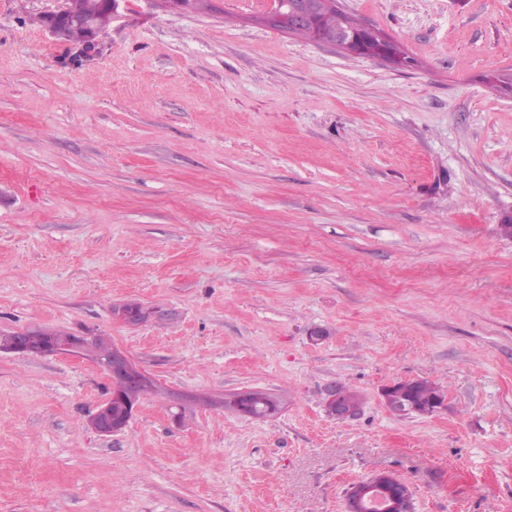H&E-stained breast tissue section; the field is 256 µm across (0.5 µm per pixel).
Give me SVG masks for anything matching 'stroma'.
Segmentation results:
<instances>
[{"label":"stroma","instance_id":"35a3bbf8","mask_svg":"<svg viewBox=\"0 0 512 512\" xmlns=\"http://www.w3.org/2000/svg\"><path fill=\"white\" fill-rule=\"evenodd\" d=\"M339 4L413 66L251 23L269 0H130L74 67L59 0H0V331L160 384L102 435L94 362L0 352V512H345L378 471L512 512V0ZM406 380L443 404L393 413ZM250 389L278 413L220 406ZM15 333L16 332H0V349H8V344L14 341V336H16ZM93 337L94 336H76V338L70 339L66 344H60L54 338H44L39 344L41 351H39L38 348H32L30 351L27 338L20 335L17 344L7 351L20 356H56L65 354L83 357V352L86 348L87 342ZM398 382L388 385L385 388L382 389V397L383 400L387 406L388 402H394L396 405V408L394 410L395 413H402L405 412L401 409V397H402V390H405L409 392L412 395V399L415 404L418 405H424L428 403L432 399L431 393L435 391L430 385L426 383H414L413 381H399ZM400 386V388H399ZM343 387V388H342ZM351 393L360 405V396L344 386L332 385L327 389V410L330 411L333 417L338 420H347L355 417L358 412V407L352 406L348 394Z\"/></svg>","mask_w":512,"mask_h":512}]
</instances>
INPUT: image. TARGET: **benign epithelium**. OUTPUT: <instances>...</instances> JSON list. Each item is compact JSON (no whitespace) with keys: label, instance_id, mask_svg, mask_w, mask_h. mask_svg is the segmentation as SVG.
Listing matches in <instances>:
<instances>
[{"label":"benign epithelium","instance_id":"1","mask_svg":"<svg viewBox=\"0 0 512 512\" xmlns=\"http://www.w3.org/2000/svg\"><path fill=\"white\" fill-rule=\"evenodd\" d=\"M127 2L129 0H102L104 14L92 17L77 13L66 4L55 12L43 15L42 25L55 40L62 43L68 42L70 28H83L86 40L76 46L75 57L84 59L96 56L103 50L105 33L120 16ZM314 11L322 14L335 12L336 0H317L313 5L305 0L295 5L288 4V0H277V7L264 15L260 22L270 28L289 31L299 23L311 20ZM324 43L337 45L356 55L387 60L397 67L410 64L397 44L382 38L375 30L359 22L353 23L350 33L338 34L324 40ZM90 340L91 337L82 335L61 344L53 338H45L39 344L37 355L65 354L81 357ZM100 369L112 379V392L91 419V426L100 434L110 435L123 428L122 424L112 420V404H121L127 418H132L138 407L134 389L143 380V375L120 350L112 352L110 358L100 363ZM327 410L338 420L351 419L358 412V408L352 406L345 389L336 385L327 389ZM376 500L381 501L384 512H415L409 488L396 477L385 473L376 474L369 481L354 486L347 498L346 512H363L371 508Z\"/></svg>","mask_w":512,"mask_h":512}]
</instances>
